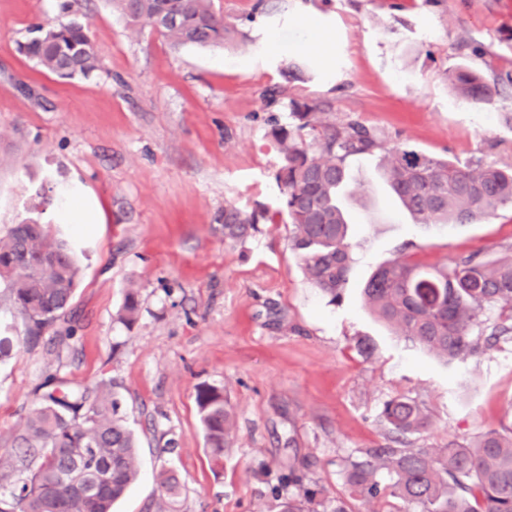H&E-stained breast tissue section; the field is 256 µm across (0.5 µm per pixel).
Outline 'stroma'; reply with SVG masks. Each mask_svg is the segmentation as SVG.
<instances>
[{"instance_id": "1", "label": "stroma", "mask_w": 512, "mask_h": 512, "mask_svg": "<svg viewBox=\"0 0 512 512\" xmlns=\"http://www.w3.org/2000/svg\"><path fill=\"white\" fill-rule=\"evenodd\" d=\"M0 0V236L47 224L78 257L76 334L44 336L0 362V447L46 391L111 385L140 442L138 478L113 512H280L271 492L287 466L293 494L346 491L343 464L387 442L380 419L397 395L432 424L414 446L443 448L512 425V342L444 364L378 321L362 290L381 264L512 254V209L476 224H416L390 195L379 154L349 157L355 245L329 301L305 276L278 216L274 126L290 100L325 121L375 128L433 156L512 165V12L505 0H213L236 34L223 47L175 48L130 26L110 0ZM78 16L100 68L61 79L17 51L31 25ZM328 37L321 60L307 18ZM299 63L298 79L288 77ZM465 64L497 84L493 104L456 98ZM281 87L275 105L263 94ZM234 206L255 228L229 241L215 221ZM139 317L117 319L128 288ZM222 388L235 416L214 463L195 402ZM181 484L176 500L161 471Z\"/></svg>"}]
</instances>
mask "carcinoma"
<instances>
[{
	"mask_svg": "<svg viewBox=\"0 0 512 512\" xmlns=\"http://www.w3.org/2000/svg\"><path fill=\"white\" fill-rule=\"evenodd\" d=\"M133 26L147 24L175 46L224 45L232 30L212 0H113ZM19 51L62 79L87 78L98 69L88 24L76 17L66 24H35ZM453 93L490 105L496 86L480 73L459 66L448 74ZM295 131L273 129L281 155L274 178L280 213L292 227L291 242L308 280L336 301L344 287L354 245L342 198L350 182L346 160L380 153L381 175L416 224H476L503 206L512 207V166L480 161L453 163L402 142L383 144L378 132L351 119L336 126L323 122L318 107L290 101ZM224 238L242 240L254 217L229 206L218 217ZM76 259L70 246L46 225L15 224L0 237V301L19 317L23 329L0 324V361L10 357L15 333L30 343L43 335L62 345L75 328L65 320L77 288ZM371 313L406 344L451 363L476 356L502 339H512V256L483 261L460 255L439 266L397 257L381 265L364 287ZM499 310L484 339L473 330L485 324L486 311ZM139 315L137 292L129 289L119 320L132 326ZM196 403L205 447L215 463L230 446L232 407L224 394L206 387ZM120 403L105 387L63 396L44 393L30 409L21 430L6 445L9 472L20 482L0 494V512H112L137 478L138 442L119 412ZM390 444L366 448L344 465L348 497L391 496L406 512H512V426L490 430L475 441H453L446 448H415L409 437L430 425L425 406L398 395L380 414ZM381 472L390 482L378 480ZM299 482L293 467L276 489L280 512H312L305 502L283 495Z\"/></svg>",
	"mask_w": 512,
	"mask_h": 512,
	"instance_id": "obj_1",
	"label": "carcinoma"
}]
</instances>
